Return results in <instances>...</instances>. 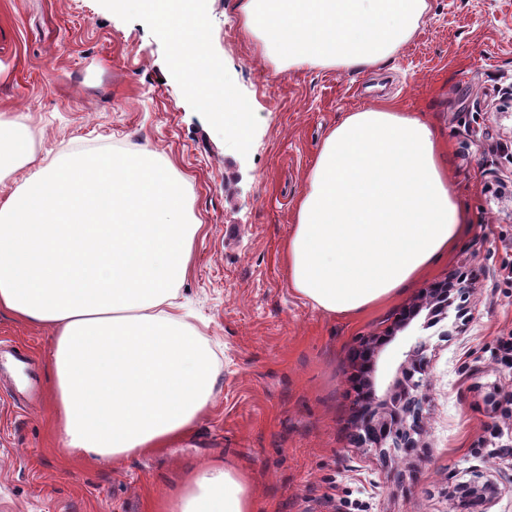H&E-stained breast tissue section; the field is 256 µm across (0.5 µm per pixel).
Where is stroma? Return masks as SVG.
Listing matches in <instances>:
<instances>
[{
    "label": "stroma",
    "instance_id": "obj_1",
    "mask_svg": "<svg viewBox=\"0 0 512 512\" xmlns=\"http://www.w3.org/2000/svg\"><path fill=\"white\" fill-rule=\"evenodd\" d=\"M412 41L360 73L277 70L247 36L240 0H197L212 60L246 106L226 133L192 96L153 15L115 0H0V116L23 117L36 164L149 150L187 176L204 224L180 290L219 370L206 413L173 447L115 463L61 449L49 388L50 328L0 314V340L31 356L38 390L0 373V512H160L202 466L240 472L254 512H449L455 483L493 474L489 512H512V0H428ZM378 104L427 118L469 232L430 271L355 317L288 285L295 201L343 113ZM35 166L0 182V200ZM462 282L468 321L412 322L379 374L429 342L423 431L411 455L357 439L353 353L387 334L428 288Z\"/></svg>",
    "mask_w": 512,
    "mask_h": 512
}]
</instances>
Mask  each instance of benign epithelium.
Returning <instances> with one entry per match:
<instances>
[{
    "mask_svg": "<svg viewBox=\"0 0 512 512\" xmlns=\"http://www.w3.org/2000/svg\"><path fill=\"white\" fill-rule=\"evenodd\" d=\"M464 293V289L453 290L448 283H440L426 290L400 319L397 327H407L422 310H428L423 327L429 328L448 317V310L454 303L452 292ZM388 336L363 344L355 358L360 372L359 400L355 414L361 434L359 439L374 448H416L420 434L422 416L420 405L423 400V375L428 366L427 342L418 340L405 354L394 377L388 381L377 380L378 359ZM500 488L487 476L476 472L467 481L459 482L452 492L453 509L457 512H487L486 506L499 495Z\"/></svg>",
    "mask_w": 512,
    "mask_h": 512,
    "instance_id": "7a95c632",
    "label": "benign epithelium"
}]
</instances>
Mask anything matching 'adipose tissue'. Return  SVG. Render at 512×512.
Instances as JSON below:
<instances>
[{
	"label": "adipose tissue",
	"mask_w": 512,
	"mask_h": 512,
	"mask_svg": "<svg viewBox=\"0 0 512 512\" xmlns=\"http://www.w3.org/2000/svg\"><path fill=\"white\" fill-rule=\"evenodd\" d=\"M148 10L189 91L236 137L244 103L207 51L195 0H117ZM427 0H243L246 32L280 68L362 72L412 38ZM20 119L0 118V180L34 161ZM422 118L345 113L319 148L283 246L290 288L353 316L454 249L464 204ZM189 180L145 151L52 163L0 204V313L50 326L55 425L65 451L115 461L189 436L217 382L207 340L175 301L201 222ZM166 512H253L241 476L206 465Z\"/></svg>",
	"instance_id": "ef3b65f1"
}]
</instances>
